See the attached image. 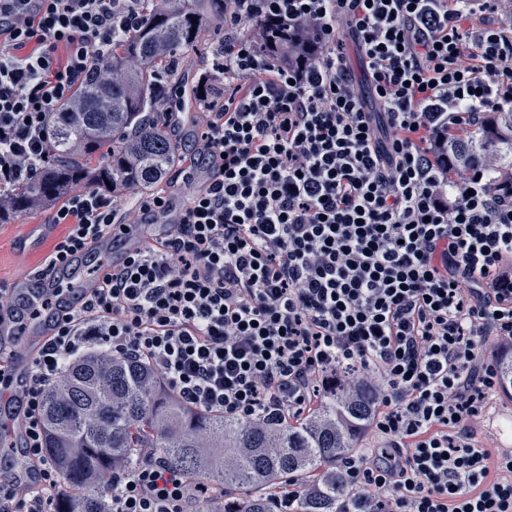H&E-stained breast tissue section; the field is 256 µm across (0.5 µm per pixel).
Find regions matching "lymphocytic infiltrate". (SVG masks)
I'll return each instance as SVG.
<instances>
[{
	"instance_id": "obj_1",
	"label": "lymphocytic infiltrate",
	"mask_w": 512,
	"mask_h": 512,
	"mask_svg": "<svg viewBox=\"0 0 512 512\" xmlns=\"http://www.w3.org/2000/svg\"><path fill=\"white\" fill-rule=\"evenodd\" d=\"M263 19L305 33L272 58ZM509 19L512 0H224V50L198 74L224 84L198 103L213 174L170 234L103 268L69 313L45 289L53 333L16 397L36 477L19 495L0 484V512L62 496L44 394L92 351L243 421L371 392L379 445L344 460L339 512H512V452L477 430L498 388L478 346L512 339V175L479 162L455 179L448 153L451 127L512 108ZM141 22L136 0H0V201L35 175L50 114ZM124 219L112 197L70 190L41 276L126 234ZM104 493L109 512L223 497L147 448Z\"/></svg>"
}]
</instances>
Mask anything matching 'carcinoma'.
<instances>
[{
    "mask_svg": "<svg viewBox=\"0 0 512 512\" xmlns=\"http://www.w3.org/2000/svg\"><path fill=\"white\" fill-rule=\"evenodd\" d=\"M140 29L112 44V54L72 100L52 113L49 155L38 173L9 196L21 216L73 186L116 199L150 190L179 160L156 107L178 81L187 49L213 52L207 33L224 24V0H137ZM461 167L492 158L512 170V112L490 128L450 139ZM372 407L367 393L323 394L296 423L243 422L184 404L147 365L100 352L71 365L46 394V448L72 492L55 512H107L100 490L113 472L155 448L189 479L224 487L222 512H274L265 488L305 484L298 512H336L349 486L341 461L355 452Z\"/></svg>",
    "mask_w": 512,
    "mask_h": 512,
    "instance_id": "1",
    "label": "carcinoma"
}]
</instances>
